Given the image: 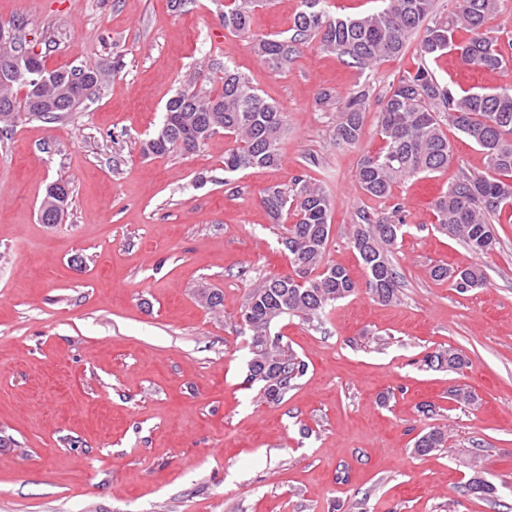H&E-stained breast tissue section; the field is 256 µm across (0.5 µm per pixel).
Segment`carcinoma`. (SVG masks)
<instances>
[{"mask_svg":"<svg viewBox=\"0 0 512 512\" xmlns=\"http://www.w3.org/2000/svg\"><path fill=\"white\" fill-rule=\"evenodd\" d=\"M259 2L222 0L220 25L234 35L249 33ZM328 2L301 0L292 35L274 34L256 44L261 63L272 72L283 71L306 40L317 38L323 49L369 74L380 61L403 55L408 37L422 33L418 44L422 63L403 72L390 86L377 124L381 147L362 156L357 180L365 193L383 198L405 178L440 172L453 155L445 128L456 129L480 148L486 169L463 174L441 193L434 203L436 224L475 254L490 253L497 245L493 217L512 208V87L457 90L440 81L424 60L453 53L469 66L500 69L504 57L512 52V40L505 41L486 28L500 0H457V9L446 19L436 17L435 0H376L372 11L357 17L331 15ZM25 54L32 67L47 70L51 78L41 85L21 79L9 85L0 83V134L10 130L20 112L52 121L78 111L96 95L104 79L96 65L46 69L44 56L31 52L18 34L12 42L0 43V61ZM215 69L222 73L220 90L201 95L189 89L170 98L161 126L144 144V152H194L222 133L234 143L224 153V172L278 165L284 113L229 60ZM369 94V85H360L338 113V143L360 142ZM69 198L67 183L48 185L39 208L40 221L59 223ZM261 203L280 227L281 244L288 251L295 276L270 277L258 283L245 299L241 319L249 333L248 382L258 385L259 402L278 404L305 374L307 365L284 340L267 342L273 325L290 317L309 324L319 322L329 307L353 295L359 284L346 267L326 259L333 200L320 185L297 176L287 189L267 188ZM398 212L397 207L383 216L362 212L352 233L353 248L366 272L364 287L385 304L396 301L399 293L392 249L405 233V224ZM430 276L435 281H452L460 293L486 285V277L476 266L450 270L438 265L430 270ZM201 302L218 313L224 307V293L210 288L201 294ZM425 363L452 371L466 367L468 361L450 347L427 354ZM447 442L448 430L433 428L415 440L413 451L425 455ZM465 490L471 496L491 499L497 488L475 470Z\"/></svg>","mask_w":512,"mask_h":512,"instance_id":"1","label":"carcinoma"}]
</instances>
